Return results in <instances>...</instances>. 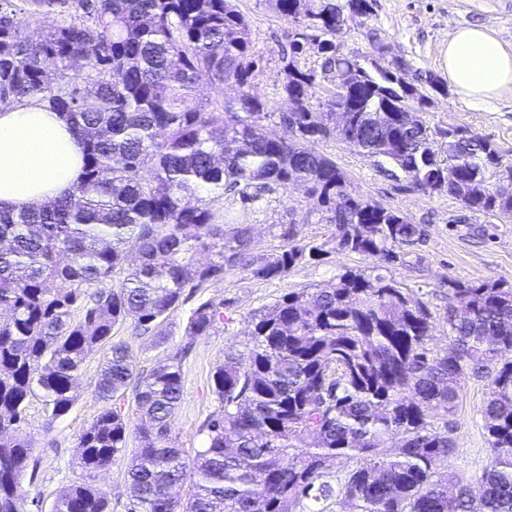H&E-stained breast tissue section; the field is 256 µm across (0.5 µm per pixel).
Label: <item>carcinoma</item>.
<instances>
[{"label": "carcinoma", "instance_id": "1", "mask_svg": "<svg viewBox=\"0 0 512 512\" xmlns=\"http://www.w3.org/2000/svg\"><path fill=\"white\" fill-rule=\"evenodd\" d=\"M371 2L274 0L288 22L317 26L324 71L353 111L336 131V96L313 102L317 73L298 67L303 50L292 41L283 89L293 110L281 113L283 133L272 137L265 104L247 90L261 56L229 0H0V103L32 97L62 113L84 160L71 193L38 209L0 211V512H20L32 446L17 431L30 399H43L49 425L66 415L83 363L105 346L96 396L111 401L132 385L151 423L128 469L127 512H298L306 501L321 505L316 512H512V288L451 284L466 314L448 311L449 344L436 354L427 347V310L383 275L347 270L325 288L284 295L253 318L247 363L229 358L214 371L221 406L192 460L169 438L179 364L142 376L127 347L109 344L115 326L162 320L186 289L242 265L270 280L326 253L287 232L276 254H250L245 229H225L226 193L246 204L301 181L331 213L338 249L387 264L421 238L419 225L354 195L313 147L319 139L334 135L388 159L423 192L456 197L462 185L512 171L478 136L440 160L416 115L427 95L405 64L370 68L337 53L334 38ZM51 13L56 27L30 39L27 25ZM85 52L87 74L76 81L69 70ZM204 78L237 83V105L188 108ZM468 206L512 218V193L480 192ZM202 252L209 261L198 262ZM131 253L137 263L127 270ZM116 272V284L90 291ZM223 321L224 303L204 301L187 335L206 336ZM468 371L488 387L480 414L492 458L477 498L448 470L454 441L432 421L455 414ZM130 432L115 407L91 422L77 443L82 481L51 512H109L95 481ZM344 457L360 465L333 485L326 477ZM186 482L187 501H173L172 487Z\"/></svg>", "mask_w": 512, "mask_h": 512}]
</instances>
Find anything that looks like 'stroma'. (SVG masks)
<instances>
[{"instance_id": "1", "label": "stroma", "mask_w": 512, "mask_h": 512, "mask_svg": "<svg viewBox=\"0 0 512 512\" xmlns=\"http://www.w3.org/2000/svg\"><path fill=\"white\" fill-rule=\"evenodd\" d=\"M232 2L244 15L249 38L261 55L248 91L267 108L266 131L281 134L279 115L290 107L282 90L281 53L292 40L295 28L276 14L271 0ZM465 25L490 28L512 45V0H373L372 12L351 17L337 35L336 45L343 54L368 58L373 54L368 35L380 32L391 57L405 63L410 80L435 81L420 115L439 156L448 154L444 130L456 127L492 140L502 150L505 162L512 164V100L463 103L441 67L449 34ZM315 148L336 162L354 194L400 212L419 225L424 239L402 247L398 259L389 264L373 256L331 247L320 258L303 261L278 279L257 280L239 268L190 295L156 324L155 334H138L129 322L115 326L113 342L128 348L140 371L169 362L176 351L189 347V354L181 362L182 397L171 421V436L187 455L204 448L207 437L203 425L219 408L211 388L213 372L225 358L246 354L253 316L265 312L283 295L325 287L348 269L368 278L385 275L428 311L432 323L429 346L439 352L448 344L445 315L454 302L449 281L512 285V221L490 212L470 210L445 192L419 191L385 158L362 155L339 138L316 141ZM223 203L228 224L248 227L251 248L257 254L269 256L279 251L288 230L318 245L330 243L336 232L327 212L316 207L307 187L300 184L267 192L247 205L229 194ZM207 300L223 303V323L209 335H187L190 312ZM101 358L98 352L87 358L76 379L77 403L54 423H47L41 400L31 399L19 435L32 444L31 457L37 472L34 480L24 483L21 512H50L56 497L80 481L81 471L75 464L78 438L108 404L95 394ZM487 393L484 380L465 375L461 381L462 399L453 418L455 448L448 464L463 483L471 486L491 460L479 413ZM139 446L138 434H130L126 448L97 479L111 512H127V470Z\"/></svg>"}]
</instances>
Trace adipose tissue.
Returning <instances> with one entry per match:
<instances>
[{"mask_svg": "<svg viewBox=\"0 0 512 512\" xmlns=\"http://www.w3.org/2000/svg\"><path fill=\"white\" fill-rule=\"evenodd\" d=\"M443 67L465 103L512 98V47L484 27L455 28ZM82 172V154L65 117L30 98L0 105V210L61 197Z\"/></svg>", "mask_w": 512, "mask_h": 512, "instance_id": "1", "label": "adipose tissue"}]
</instances>
